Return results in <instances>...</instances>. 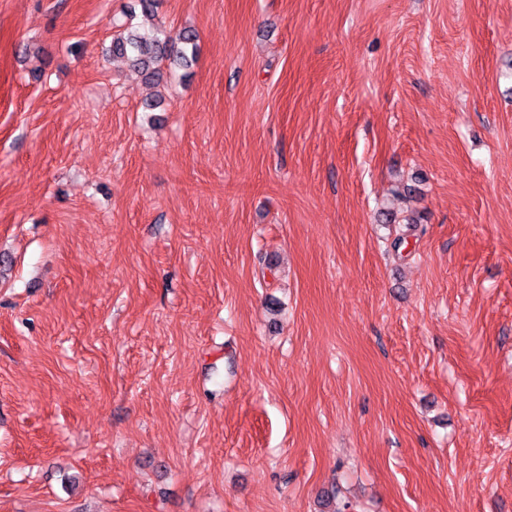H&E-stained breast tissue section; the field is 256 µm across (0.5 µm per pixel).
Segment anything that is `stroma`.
I'll list each match as a JSON object with an SVG mask.
<instances>
[{
    "label": "stroma",
    "instance_id": "35a3bbf8",
    "mask_svg": "<svg viewBox=\"0 0 512 512\" xmlns=\"http://www.w3.org/2000/svg\"><path fill=\"white\" fill-rule=\"evenodd\" d=\"M135 5L0 0V512H512V0ZM195 40L196 35L191 30L173 36L159 28L143 32L128 26L113 36L112 55L126 57L134 70L153 78L159 76L157 66L163 60H167L169 66H189L195 52Z\"/></svg>",
    "mask_w": 512,
    "mask_h": 512
}]
</instances>
